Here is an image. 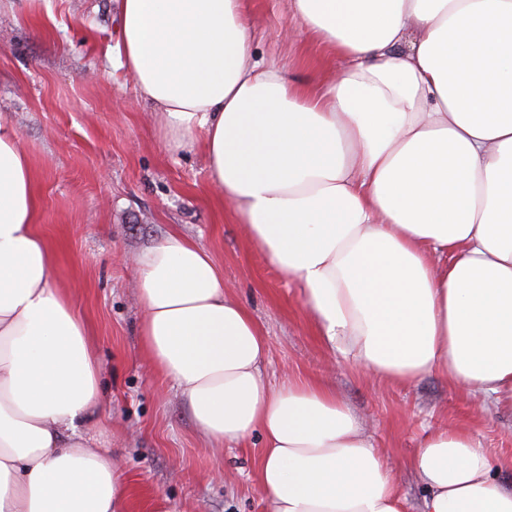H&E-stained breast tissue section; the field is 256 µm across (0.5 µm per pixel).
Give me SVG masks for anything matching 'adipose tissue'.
<instances>
[{
    "instance_id": "obj_1",
    "label": "adipose tissue",
    "mask_w": 512,
    "mask_h": 512,
    "mask_svg": "<svg viewBox=\"0 0 512 512\" xmlns=\"http://www.w3.org/2000/svg\"><path fill=\"white\" fill-rule=\"evenodd\" d=\"M342 62L319 84L258 56L246 0H118L122 67L171 147L202 144L232 220L294 279L317 333L373 377L437 372L512 408V0H290ZM34 173L0 120V512H119L99 365ZM140 336L201 435H260L270 512H405L393 471L328 386L263 373L264 334L223 270L171 233L138 254ZM407 467L423 512H512V479L460 427Z\"/></svg>"
}]
</instances>
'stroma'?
Wrapping results in <instances>:
<instances>
[{
	"instance_id": "stroma-1",
	"label": "stroma",
	"mask_w": 512,
	"mask_h": 512,
	"mask_svg": "<svg viewBox=\"0 0 512 512\" xmlns=\"http://www.w3.org/2000/svg\"><path fill=\"white\" fill-rule=\"evenodd\" d=\"M257 54L319 83L340 62L300 31L288 0H247ZM116 0H0V119L35 171L36 222L52 239V282L90 324L100 363L102 428L123 475V512H268L259 437L214 453L171 382L144 366L134 254L177 230L205 247L261 326L264 372L326 382L366 418L397 472L405 512L425 489L404 466L441 423L467 429L493 464L512 461V411L474 416L463 393L431 374L408 385L373 379L315 335L294 280L245 239L212 186L204 151L173 150L121 67Z\"/></svg>"
}]
</instances>
